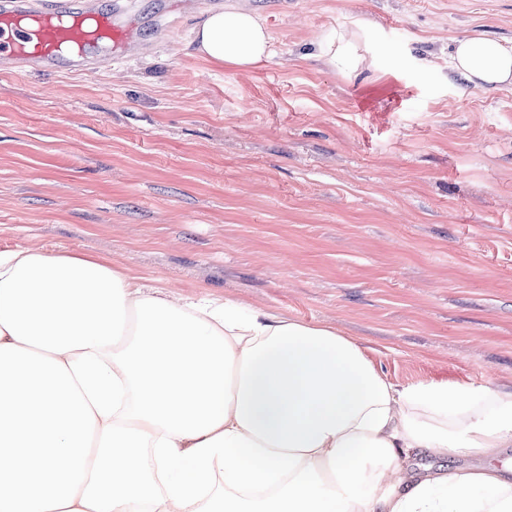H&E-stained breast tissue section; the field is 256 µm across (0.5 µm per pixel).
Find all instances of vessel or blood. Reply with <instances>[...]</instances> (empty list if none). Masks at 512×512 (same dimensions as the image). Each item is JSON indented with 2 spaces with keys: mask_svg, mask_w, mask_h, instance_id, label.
I'll return each instance as SVG.
<instances>
[{
  "mask_svg": "<svg viewBox=\"0 0 512 512\" xmlns=\"http://www.w3.org/2000/svg\"><path fill=\"white\" fill-rule=\"evenodd\" d=\"M139 22L116 19L87 0H0V68L21 74L34 67L89 69L92 51L121 60L135 42Z\"/></svg>",
  "mask_w": 512,
  "mask_h": 512,
  "instance_id": "1",
  "label": "vessel or blood"
}]
</instances>
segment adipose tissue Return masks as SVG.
<instances>
[{"mask_svg": "<svg viewBox=\"0 0 512 512\" xmlns=\"http://www.w3.org/2000/svg\"><path fill=\"white\" fill-rule=\"evenodd\" d=\"M363 20L310 58L359 77ZM200 59L272 54L260 15L207 12ZM448 72L512 86V45L454 38ZM512 385L389 382L336 329L175 298L104 257L0 251V512H512ZM416 453L487 466L420 471ZM223 489H215V476Z\"/></svg>", "mask_w": 512, "mask_h": 512, "instance_id": "adipose-tissue-1", "label": "adipose tissue"}]
</instances>
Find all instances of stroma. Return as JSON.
Here are the masks:
<instances>
[{"label":"stroma","mask_w":512,"mask_h":512,"mask_svg":"<svg viewBox=\"0 0 512 512\" xmlns=\"http://www.w3.org/2000/svg\"><path fill=\"white\" fill-rule=\"evenodd\" d=\"M135 14L124 62L0 77V250L95 255L356 341L388 381L512 384V90L462 89L453 37L512 40V0H244L276 49L237 71ZM362 19L365 80L305 61Z\"/></svg>","instance_id":"35a3bbf8"}]
</instances>
